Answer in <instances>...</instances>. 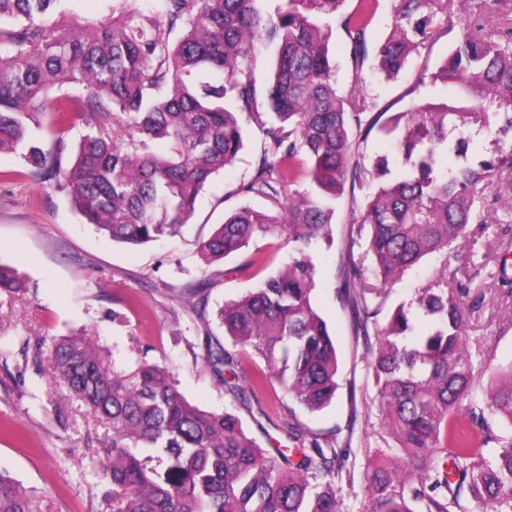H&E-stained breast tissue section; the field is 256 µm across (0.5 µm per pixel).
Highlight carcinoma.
Returning <instances> with one entry per match:
<instances>
[{
	"mask_svg": "<svg viewBox=\"0 0 512 512\" xmlns=\"http://www.w3.org/2000/svg\"><path fill=\"white\" fill-rule=\"evenodd\" d=\"M68 0H0V153L20 154L29 174L56 168L86 222L115 243L144 246L179 234L204 186L243 147L240 113H254L265 92L275 123L269 146L240 187L270 208L244 207L199 244L204 262L278 236L288 263L263 275L259 255L244 268L258 285L218 312L232 348L206 341L200 359L213 379L241 400L274 385L310 411L340 388L338 356L326 321L313 305L315 252L330 242L336 201L361 179L360 139L378 129L395 139L400 167L377 163L383 178L350 224V246L363 241L373 261L369 281L348 250L337 292L355 316V336L380 405L382 429L399 448V488L391 473L371 477L369 512H463L470 497L491 512H512V443L484 456L497 436L485 409L462 403L475 386L465 344L464 299L472 280L441 274L418 289L415 307L397 306L379 321L388 291L425 259L447 267L448 249L479 222V185L512 173V145L476 166L441 170L443 159L467 155L465 129L499 121L512 131V13L507 0H480L506 19L490 32L480 24L454 39L435 77L456 87L440 103L420 102L386 116L354 93L337 90L324 30L344 0H279L265 16L258 0H157V17H126L97 27L72 19L65 34L49 16ZM340 17L355 71L373 58L387 79L419 49L453 32L452 0H398L391 33L369 55L367 28L378 0ZM182 27L180 39L170 34ZM276 45L275 63L259 89L248 62L250 43ZM66 83L76 93L52 96ZM54 120L43 127L41 116ZM87 129L72 165L45 152L37 132L59 142ZM456 134L453 141L448 135ZM159 152L150 150L153 142ZM307 187L295 188L300 177ZM375 338H370L369 329ZM266 368L255 366L252 356ZM56 377L69 393L112 424L98 441L101 470L112 485V512H345L339 496L345 449L320 439L288 409L292 448L268 451L238 415L202 409L177 390L168 367L144 362L124 384L109 376L98 346L63 336L52 348ZM246 380L247 387L240 385ZM488 409L512 427V364L488 398ZM149 448L145 457L133 452ZM0 512H37L24 487L0 471Z\"/></svg>",
	"mask_w": 512,
	"mask_h": 512,
	"instance_id": "cac0c4a2",
	"label": "carcinoma"
}]
</instances>
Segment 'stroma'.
<instances>
[{"label": "stroma", "mask_w": 512, "mask_h": 512, "mask_svg": "<svg viewBox=\"0 0 512 512\" xmlns=\"http://www.w3.org/2000/svg\"><path fill=\"white\" fill-rule=\"evenodd\" d=\"M155 7V0H71L69 5L72 15L107 24L124 14L154 15ZM328 47L339 91L357 90L359 97L391 104L393 112L453 94L432 78L448 50L447 39L414 55L393 80L369 63L354 73L339 25H332ZM424 70L429 76L418 82ZM270 119L265 97H258L255 114L239 117L245 131L243 149L231 166L206 184L181 234L139 248L114 243L96 232L55 180L28 176L19 154H0V266L15 272L25 285L19 294L0 297V353L8 357L7 363H0V470L34 495L39 512H109L110 486L96 454L105 428L55 377L51 348L54 339L63 336L91 337L106 368L121 376L133 374L142 361L167 365L191 403L234 411L261 447L287 446V410L271 408L263 395L245 406L233 403L196 365L194 357L202 351L205 334L225 344L230 338L218 321L202 325L177 299L182 289L193 287L205 274L212 278V313L255 287L256 277L243 267L246 253L206 267L198 246L240 207H265L263 198L243 196L236 189L260 161L267 145L261 124ZM377 186V180L363 179L355 187L354 199H340L333 241L314 257V305L336 345L341 387L321 410L296 409L298 420L313 432L351 433L346 467L353 480L340 486L348 512H366L370 478L379 463L377 451L394 443L379 425L378 403L367 383L363 343L354 334L353 315L336 293L346 252H353L363 266L371 264L365 245L350 246L348 232L352 202H365ZM498 194H512V185L486 186L483 228L470 231L448 258L449 270L473 280L465 300L466 345L481 378L468 401L479 406L487 402L493 369L512 364V295L498 287L501 274L512 277V235L502 234L504 227L512 226V205L495 202Z\"/></svg>", "instance_id": "stroma-1"}]
</instances>
